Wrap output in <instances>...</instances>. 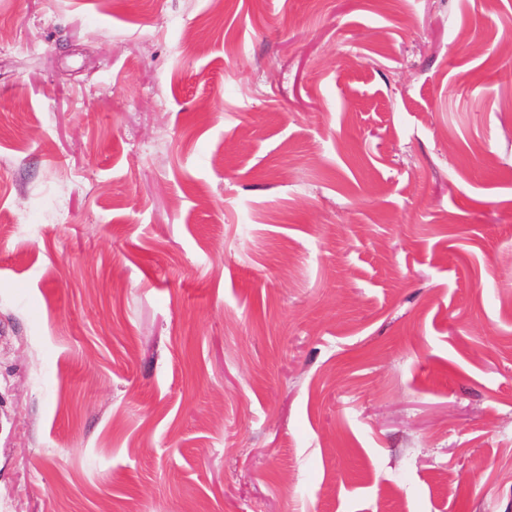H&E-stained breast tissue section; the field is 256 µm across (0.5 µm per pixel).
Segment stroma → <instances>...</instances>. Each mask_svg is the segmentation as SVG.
I'll return each instance as SVG.
<instances>
[{"mask_svg":"<svg viewBox=\"0 0 512 512\" xmlns=\"http://www.w3.org/2000/svg\"><path fill=\"white\" fill-rule=\"evenodd\" d=\"M512 0H0V512H512Z\"/></svg>","mask_w":512,"mask_h":512,"instance_id":"stroma-1","label":"stroma"}]
</instances>
